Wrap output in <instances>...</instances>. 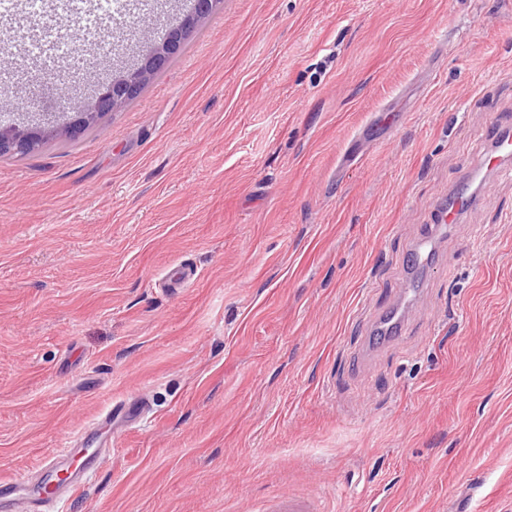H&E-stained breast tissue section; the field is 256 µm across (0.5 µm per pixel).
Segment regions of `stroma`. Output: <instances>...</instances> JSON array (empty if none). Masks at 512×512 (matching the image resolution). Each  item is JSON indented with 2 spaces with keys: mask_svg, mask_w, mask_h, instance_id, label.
<instances>
[{
  "mask_svg": "<svg viewBox=\"0 0 512 512\" xmlns=\"http://www.w3.org/2000/svg\"><path fill=\"white\" fill-rule=\"evenodd\" d=\"M182 11L17 0L0 27L91 33L11 57L0 125L64 127ZM505 122L512 0H224L139 97L0 158V480L68 431L102 460L33 512H512V179L399 293Z\"/></svg>",
  "mask_w": 512,
  "mask_h": 512,
  "instance_id": "35a3bbf8",
  "label": "stroma"
}]
</instances>
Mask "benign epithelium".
Segmentation results:
<instances>
[{"label":"benign epithelium","mask_w":512,"mask_h":512,"mask_svg":"<svg viewBox=\"0 0 512 512\" xmlns=\"http://www.w3.org/2000/svg\"><path fill=\"white\" fill-rule=\"evenodd\" d=\"M223 5V0H199L197 12L183 18L172 27L163 39L156 43L144 55L141 62L133 70L112 79V83L93 96L78 111V118L73 122L72 131L75 133L104 112H114L123 107L129 98L135 94L148 79L162 68L175 55L186 35L203 24L213 13ZM51 135L50 128L38 125L36 127L18 128L16 126L0 127V151L15 153L21 150V144L35 138H46Z\"/></svg>","instance_id":"benign-epithelium-1"}]
</instances>
